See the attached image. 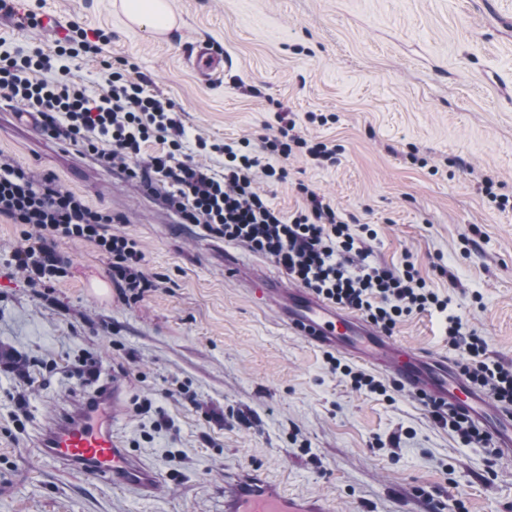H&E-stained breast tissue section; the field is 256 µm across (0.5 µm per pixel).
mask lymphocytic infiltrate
I'll return each instance as SVG.
<instances>
[{
	"instance_id": "f902f5d3",
	"label": "lymphocytic infiltrate",
	"mask_w": 512,
	"mask_h": 512,
	"mask_svg": "<svg viewBox=\"0 0 512 512\" xmlns=\"http://www.w3.org/2000/svg\"><path fill=\"white\" fill-rule=\"evenodd\" d=\"M111 37L100 29L70 25L52 50L0 52V99L34 114L42 131L81 147L102 165L119 171L144 190L163 197L181 223L205 235L245 245L281 267L296 284L340 307L358 312L385 334H393L405 317L445 312L447 298L428 288L413 261L374 264L347 222L320 195L300 186L303 208L285 215L257 185L288 177L284 165L295 152L320 163L335 162L336 146L296 133L282 119L277 133L263 136L262 155L249 139L232 143L195 140L196 155L186 154V130L174 102L153 94L133 69H113L102 93L90 94L72 78L69 60L98 56ZM158 143L145 154L149 143ZM223 156V169L201 162L200 154ZM0 216L28 226L24 244L12 260L30 283L63 276L64 262L55 250L61 239L94 243L108 261L113 284L122 295L140 299L157 282L143 268L138 242L112 231L111 214L90 206L56 177H37L13 157L0 153ZM449 346L460 352L459 368L502 411H512V368L488 362V344L458 317L448 319ZM424 410L465 444H478L497 456L489 436L467 417L420 396Z\"/></svg>"
}]
</instances>
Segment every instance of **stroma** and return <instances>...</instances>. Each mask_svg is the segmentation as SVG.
<instances>
[{
  "label": "stroma",
  "instance_id": "1",
  "mask_svg": "<svg viewBox=\"0 0 512 512\" xmlns=\"http://www.w3.org/2000/svg\"><path fill=\"white\" fill-rule=\"evenodd\" d=\"M172 29L131 23L120 0H20L19 10L111 33L102 58L73 73L101 92V60L128 61L182 110L189 135L258 140L287 113L302 136L339 148L336 164L298 154L263 187L291 213L298 183L351 222L370 225L376 263L411 259L512 365V0H167ZM208 42L233 65L198 79L189 50ZM0 101V152L112 214L160 282L124 297L91 242L58 241L66 273L35 286L11 258L22 228L0 217V361L31 381L26 412L0 374V512H224V476L256 468L291 495L330 497L339 512H512V458L489 459L437 425L391 371L385 394L357 391L325 352L286 331L210 256L224 241L161 222L162 199L138 192L78 147L17 122ZM330 123L311 122V115ZM496 179L485 190L482 176ZM444 315L405 318L392 338L457 359ZM92 359L120 388L112 428L162 490L144 498L42 458L35 440ZM195 402H188L187 394ZM154 408L142 410L144 400ZM168 425L157 428L159 417Z\"/></svg>",
  "mask_w": 512,
  "mask_h": 512
}]
</instances>
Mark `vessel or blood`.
I'll return each instance as SVG.
<instances>
[{
  "instance_id": "vessel-or-blood-1",
  "label": "vessel or blood",
  "mask_w": 512,
  "mask_h": 512,
  "mask_svg": "<svg viewBox=\"0 0 512 512\" xmlns=\"http://www.w3.org/2000/svg\"><path fill=\"white\" fill-rule=\"evenodd\" d=\"M230 63L207 42L196 44L191 54V65L205 82L214 80ZM220 259L247 292L277 311L288 332L373 367L392 368L409 392L426 393L466 409L488 428L502 454L512 456V414L492 410L487 396L470 387L447 358L426 357L399 346L359 316L294 287L263 263L226 249L221 250ZM118 395V389L106 382L91 394L74 396L43 425L38 446L47 460L103 480L115 490L150 496L159 489L160 477L124 448L112 431ZM224 512H335V504L327 498L289 496L278 482L252 469L225 477Z\"/></svg>"
}]
</instances>
